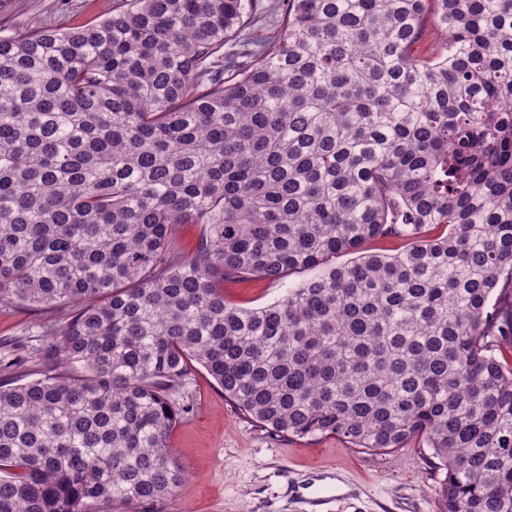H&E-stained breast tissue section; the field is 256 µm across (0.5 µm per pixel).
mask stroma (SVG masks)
I'll list each match as a JSON object with an SVG mask.
<instances>
[{"instance_id":"1","label":"stroma","mask_w":512,"mask_h":512,"mask_svg":"<svg viewBox=\"0 0 512 512\" xmlns=\"http://www.w3.org/2000/svg\"><path fill=\"white\" fill-rule=\"evenodd\" d=\"M112 10V0H0V32L22 27L63 28ZM300 281L241 278L225 282V297L245 308L282 299ZM43 311L26 304L0 307V365L13 347L44 343ZM188 413L170 442L187 474L184 489L163 512H436L435 487L441 471L410 446L370 451L350 447L336 436L277 438L248 422L225 400L204 369H196L178 395ZM305 485L303 496L292 483ZM329 500L316 503L321 491Z\"/></svg>"}]
</instances>
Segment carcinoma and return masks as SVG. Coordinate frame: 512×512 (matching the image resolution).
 Segmentation results:
<instances>
[{"label": "carcinoma", "mask_w": 512, "mask_h": 512, "mask_svg": "<svg viewBox=\"0 0 512 512\" xmlns=\"http://www.w3.org/2000/svg\"><path fill=\"white\" fill-rule=\"evenodd\" d=\"M274 8L264 41L252 0L0 35V305L67 310L0 380V512L177 496L198 366L272 436L420 438L437 512H512V0ZM314 272L292 275L280 281L256 278H241L224 283V296L231 302L245 308H259L282 299L288 288L294 287Z\"/></svg>", "instance_id": "obj_1"}]
</instances>
